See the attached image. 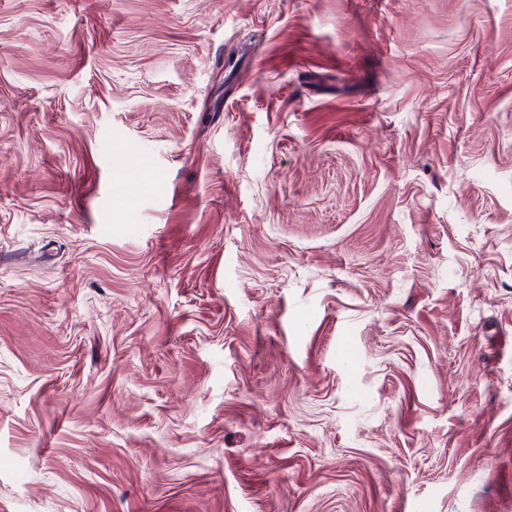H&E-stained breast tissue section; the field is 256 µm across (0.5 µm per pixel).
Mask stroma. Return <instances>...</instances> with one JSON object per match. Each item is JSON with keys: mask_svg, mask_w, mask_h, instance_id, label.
Wrapping results in <instances>:
<instances>
[{"mask_svg": "<svg viewBox=\"0 0 512 512\" xmlns=\"http://www.w3.org/2000/svg\"><path fill=\"white\" fill-rule=\"evenodd\" d=\"M0 512H512V0H0Z\"/></svg>", "mask_w": 512, "mask_h": 512, "instance_id": "stroma-1", "label": "stroma"}]
</instances>
